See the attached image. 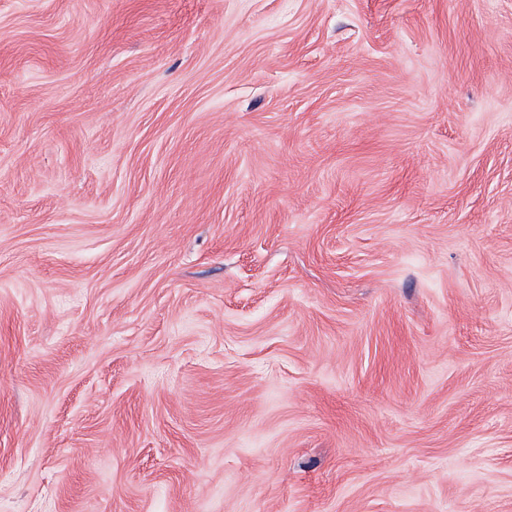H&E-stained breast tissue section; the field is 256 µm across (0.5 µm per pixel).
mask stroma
Here are the masks:
<instances>
[{
  "instance_id": "35a3bbf8",
  "label": "stroma",
  "mask_w": 512,
  "mask_h": 512,
  "mask_svg": "<svg viewBox=\"0 0 512 512\" xmlns=\"http://www.w3.org/2000/svg\"><path fill=\"white\" fill-rule=\"evenodd\" d=\"M0 512H512V0H0Z\"/></svg>"
}]
</instances>
